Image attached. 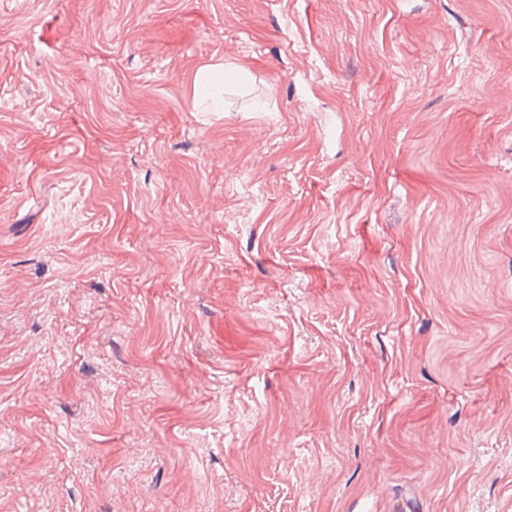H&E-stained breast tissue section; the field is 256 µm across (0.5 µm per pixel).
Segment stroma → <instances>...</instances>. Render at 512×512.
<instances>
[{"mask_svg":"<svg viewBox=\"0 0 512 512\" xmlns=\"http://www.w3.org/2000/svg\"><path fill=\"white\" fill-rule=\"evenodd\" d=\"M0 512H512V0H0Z\"/></svg>","mask_w":512,"mask_h":512,"instance_id":"35a3bbf8","label":"stroma"}]
</instances>
